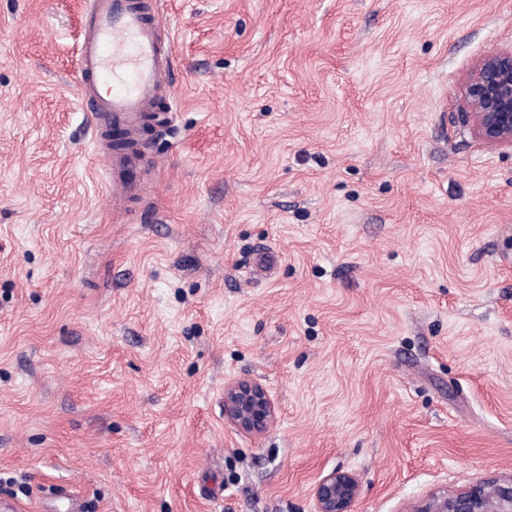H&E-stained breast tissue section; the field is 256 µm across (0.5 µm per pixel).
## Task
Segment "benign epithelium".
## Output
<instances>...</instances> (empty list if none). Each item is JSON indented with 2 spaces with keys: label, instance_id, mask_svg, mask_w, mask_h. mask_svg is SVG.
<instances>
[{
  "label": "benign epithelium",
  "instance_id": "benign-epithelium-1",
  "mask_svg": "<svg viewBox=\"0 0 512 512\" xmlns=\"http://www.w3.org/2000/svg\"><path fill=\"white\" fill-rule=\"evenodd\" d=\"M464 100L466 109L459 113L464 125L488 144L512 146V50L491 53L475 64ZM224 417L245 433L262 434L273 424L275 410L264 387L243 379L224 388ZM358 494L354 475L332 472L313 488L315 512H352ZM420 512H512V479L435 496Z\"/></svg>",
  "mask_w": 512,
  "mask_h": 512
}]
</instances>
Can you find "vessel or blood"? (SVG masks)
I'll use <instances>...</instances> for the list:
<instances>
[{
    "label": "vessel or blood",
    "instance_id": "b4317fda",
    "mask_svg": "<svg viewBox=\"0 0 512 512\" xmlns=\"http://www.w3.org/2000/svg\"><path fill=\"white\" fill-rule=\"evenodd\" d=\"M171 55L145 0H92L79 61L97 127L114 123L136 136L164 87Z\"/></svg>",
    "mask_w": 512,
    "mask_h": 512
}]
</instances>
